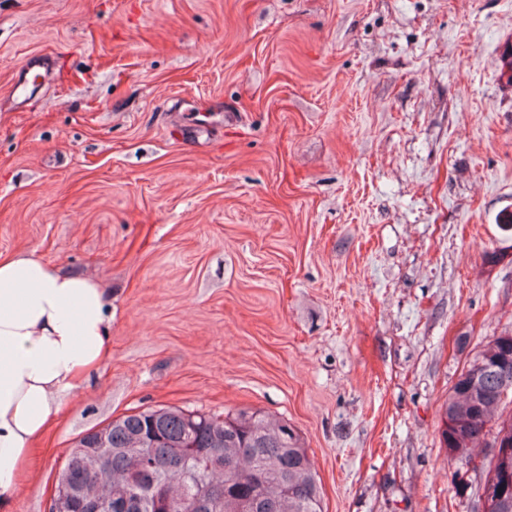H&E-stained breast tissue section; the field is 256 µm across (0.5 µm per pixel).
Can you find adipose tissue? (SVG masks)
Returning a JSON list of instances; mask_svg holds the SVG:
<instances>
[{"mask_svg":"<svg viewBox=\"0 0 512 512\" xmlns=\"http://www.w3.org/2000/svg\"><path fill=\"white\" fill-rule=\"evenodd\" d=\"M108 294L32 253L0 256V512H11L29 452L109 356Z\"/></svg>","mask_w":512,"mask_h":512,"instance_id":"obj_1","label":"adipose tissue"}]
</instances>
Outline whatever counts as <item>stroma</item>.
I'll return each mask as SVG.
<instances>
[{
	"label": "stroma",
	"mask_w": 512,
	"mask_h": 512,
	"mask_svg": "<svg viewBox=\"0 0 512 512\" xmlns=\"http://www.w3.org/2000/svg\"><path fill=\"white\" fill-rule=\"evenodd\" d=\"M511 44L512 0H0V253L112 302L12 512L159 407L287 420L324 512H471L440 407L512 334Z\"/></svg>",
	"instance_id": "stroma-1"
}]
</instances>
